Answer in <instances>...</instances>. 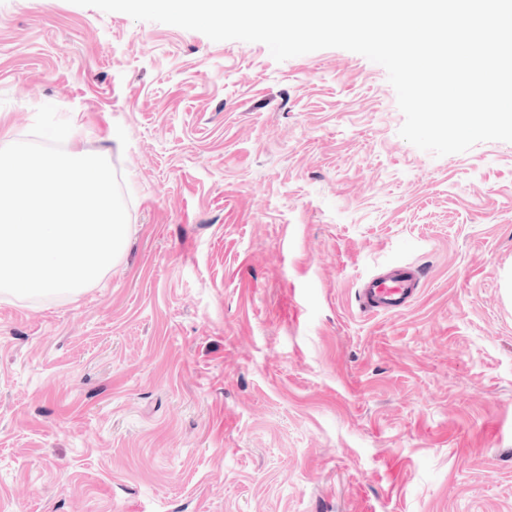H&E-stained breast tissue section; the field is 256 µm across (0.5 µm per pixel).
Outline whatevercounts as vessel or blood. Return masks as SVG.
<instances>
[{
  "mask_svg": "<svg viewBox=\"0 0 512 512\" xmlns=\"http://www.w3.org/2000/svg\"><path fill=\"white\" fill-rule=\"evenodd\" d=\"M419 282V273L414 267H394L366 280L358 291V298L369 313H391L410 305Z\"/></svg>",
  "mask_w": 512,
  "mask_h": 512,
  "instance_id": "b4317fda",
  "label": "vessel or blood"
}]
</instances>
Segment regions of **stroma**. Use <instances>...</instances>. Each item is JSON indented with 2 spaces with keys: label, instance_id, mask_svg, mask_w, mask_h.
Wrapping results in <instances>:
<instances>
[{
  "label": "stroma",
  "instance_id": "35a3bbf8",
  "mask_svg": "<svg viewBox=\"0 0 512 512\" xmlns=\"http://www.w3.org/2000/svg\"><path fill=\"white\" fill-rule=\"evenodd\" d=\"M46 103L133 232L0 294V512H512V142L417 149L347 50L0 0V147ZM401 263L410 306L362 311Z\"/></svg>",
  "mask_w": 512,
  "mask_h": 512
}]
</instances>
